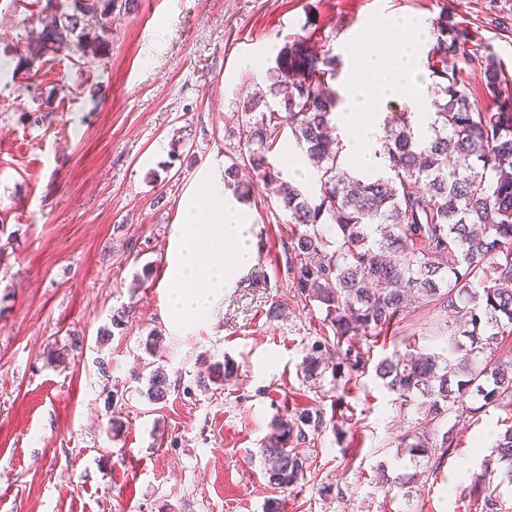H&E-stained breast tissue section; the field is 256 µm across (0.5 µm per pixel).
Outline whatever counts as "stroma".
Here are the masks:
<instances>
[{
    "label": "stroma",
    "instance_id": "stroma-1",
    "mask_svg": "<svg viewBox=\"0 0 512 512\" xmlns=\"http://www.w3.org/2000/svg\"><path fill=\"white\" fill-rule=\"evenodd\" d=\"M44 5L0 0V512H481L473 477L504 412L430 424L374 372L396 352H442L446 310L407 309L354 340L360 367L309 378L307 353L333 332L288 279L293 228L257 178L232 191L257 261L205 320L173 315L167 254L179 199L228 164L247 94L296 49L336 55L341 94L394 21L451 15L512 76V0H138L96 52L17 69ZM181 136L193 147L177 156ZM157 367L170 392L153 402ZM304 412L324 424L283 489L260 450L275 418ZM426 426L453 438L441 460L398 446Z\"/></svg>",
    "mask_w": 512,
    "mask_h": 512
}]
</instances>
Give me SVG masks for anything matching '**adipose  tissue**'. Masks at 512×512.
<instances>
[{
  "label": "adipose tissue",
  "mask_w": 512,
  "mask_h": 512,
  "mask_svg": "<svg viewBox=\"0 0 512 512\" xmlns=\"http://www.w3.org/2000/svg\"><path fill=\"white\" fill-rule=\"evenodd\" d=\"M386 49L368 54L353 67L345 103L337 119L345 128V148L357 165L381 164L373 145L387 102L424 88L427 75L418 64L421 26L395 23ZM174 242L167 258L173 288L172 310L189 320L205 317L238 273L254 261L253 222L227 193L219 168L204 170L179 203Z\"/></svg>",
  "instance_id": "ef3b65f1"
}]
</instances>
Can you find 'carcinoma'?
I'll return each mask as SVG.
<instances>
[{"instance_id": "obj_1", "label": "carcinoma", "mask_w": 512, "mask_h": 512, "mask_svg": "<svg viewBox=\"0 0 512 512\" xmlns=\"http://www.w3.org/2000/svg\"><path fill=\"white\" fill-rule=\"evenodd\" d=\"M136 0H56L50 21L28 42V65L47 55L84 49L112 30V11ZM427 66L435 78V112L424 127L413 112L391 116L390 138L379 155L384 171L364 179L345 169L332 122L338 96L324 81L336 57L307 59L278 68L271 97L251 93L244 104L243 148L224 169L236 181L240 167L255 173L294 232L287 275L304 300L325 313L335 341L315 345L303 368L308 376L341 371L353 339L376 338L406 309L438 301L448 310V355L394 354L375 375L403 402H420L432 420L494 407L512 414V357L498 355L512 335V83L493 53L482 50L462 23L448 16L432 33ZM483 74L495 101L479 108L459 77V62ZM291 134L314 169L317 187L306 190L269 161ZM169 387L164 369L149 376L148 397L161 401ZM479 399L478 407L468 399ZM322 427L305 413L282 419L261 448L269 481L288 488L303 477L296 447ZM449 432L408 433L400 447L429 458L450 447ZM512 484V424L496 439L484 476Z\"/></svg>"}]
</instances>
